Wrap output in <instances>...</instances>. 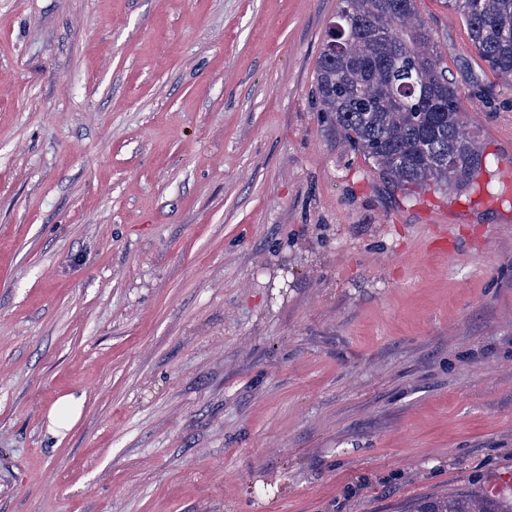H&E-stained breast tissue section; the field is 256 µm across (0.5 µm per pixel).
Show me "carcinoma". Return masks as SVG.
<instances>
[{
    "mask_svg": "<svg viewBox=\"0 0 512 512\" xmlns=\"http://www.w3.org/2000/svg\"><path fill=\"white\" fill-rule=\"evenodd\" d=\"M465 21L488 67L512 83V0H446ZM341 45L323 43L315 73L318 111L398 186L449 188L483 155L466 131L417 0H340ZM408 512H512V491L425 498Z\"/></svg>",
    "mask_w": 512,
    "mask_h": 512,
    "instance_id": "obj_1",
    "label": "carcinoma"
}]
</instances>
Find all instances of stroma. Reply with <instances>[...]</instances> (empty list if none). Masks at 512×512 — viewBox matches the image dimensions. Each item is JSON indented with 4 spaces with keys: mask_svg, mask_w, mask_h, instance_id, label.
<instances>
[{
    "mask_svg": "<svg viewBox=\"0 0 512 512\" xmlns=\"http://www.w3.org/2000/svg\"><path fill=\"white\" fill-rule=\"evenodd\" d=\"M337 5L0 0V512H404L512 473V86L417 0L485 162L400 190L316 110ZM83 407V399L73 395L61 397L49 413L50 430L60 434L67 430L79 418Z\"/></svg>",
    "mask_w": 512,
    "mask_h": 512,
    "instance_id": "1",
    "label": "stroma"
}]
</instances>
